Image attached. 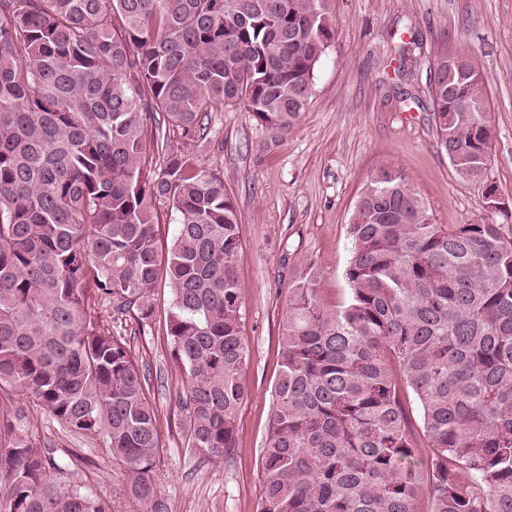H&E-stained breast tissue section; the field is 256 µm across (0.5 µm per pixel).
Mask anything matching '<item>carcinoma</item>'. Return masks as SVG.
Returning a JSON list of instances; mask_svg holds the SVG:
<instances>
[{
  "instance_id": "carcinoma-1",
  "label": "carcinoma",
  "mask_w": 512,
  "mask_h": 512,
  "mask_svg": "<svg viewBox=\"0 0 512 512\" xmlns=\"http://www.w3.org/2000/svg\"><path fill=\"white\" fill-rule=\"evenodd\" d=\"M334 33L324 0H0V391L108 449L150 512L158 410L115 317L151 326L170 284L175 404L202 456L235 447L248 398L236 205L169 141L206 142L220 105L287 134ZM431 93L440 148L484 182L481 72L445 53ZM348 235L343 303L310 263L288 282L257 512H512V224H434L381 166ZM68 474L0 410V512H112ZM157 212L159 215V241L161 244L170 243L175 232H176V224L175 219L177 215L175 212L171 211V207L168 202H157Z\"/></svg>"
}]
</instances>
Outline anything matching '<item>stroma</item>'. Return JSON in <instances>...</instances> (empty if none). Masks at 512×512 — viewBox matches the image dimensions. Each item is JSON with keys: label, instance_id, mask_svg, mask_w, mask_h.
Instances as JSON below:
<instances>
[{"label": "stroma", "instance_id": "1", "mask_svg": "<svg viewBox=\"0 0 512 512\" xmlns=\"http://www.w3.org/2000/svg\"><path fill=\"white\" fill-rule=\"evenodd\" d=\"M327 9L335 35L315 70L308 106L288 135L273 136L244 107H227L212 115L210 145L195 150L199 165L223 175L242 240L249 397L239 411L236 446L224 460L189 448L173 403L183 375L161 321L170 287L155 293L152 326L122 318L159 412L164 448L152 480L165 512H256L289 273L310 262L327 301L345 297L348 225L380 166L406 176L433 223L512 224V0H327ZM447 52L467 54L484 75L494 135L486 180L505 211H492L483 187L460 175L438 145L431 84L436 61ZM0 406L27 409L47 455L68 464L71 480L111 499L112 512H144L126 494L123 470L105 449L30 409L21 395L0 394Z\"/></svg>", "mask_w": 512, "mask_h": 512}]
</instances>
